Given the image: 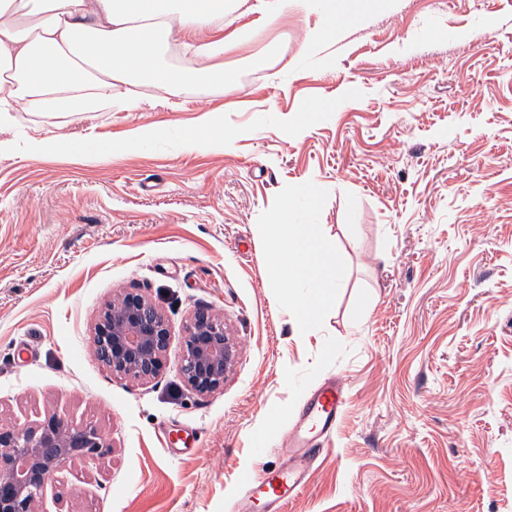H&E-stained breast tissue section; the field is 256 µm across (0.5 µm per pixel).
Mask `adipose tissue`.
<instances>
[{
	"mask_svg": "<svg viewBox=\"0 0 512 512\" xmlns=\"http://www.w3.org/2000/svg\"><path fill=\"white\" fill-rule=\"evenodd\" d=\"M291 5L319 16L305 33L310 51L354 23L335 0H258L255 9L269 24ZM224 10V0H0V128L34 100L51 107L59 95L72 94L131 110L138 105L130 90L135 80H151L159 89L206 80L224 57ZM189 37L196 40L202 67L164 69L163 47ZM166 132L163 124L145 126L126 140L98 146L59 134L30 139L28 150L109 156ZM292 211L289 203L271 211L261 233L272 277L286 286L296 312L293 328L301 335L310 324L305 289L321 296L333 291L346 279L347 267L324 236L294 221Z\"/></svg>",
	"mask_w": 512,
	"mask_h": 512,
	"instance_id": "ef3b65f1",
	"label": "adipose tissue"
}]
</instances>
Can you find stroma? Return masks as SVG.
<instances>
[{
    "label": "stroma",
    "instance_id": "obj_1",
    "mask_svg": "<svg viewBox=\"0 0 512 512\" xmlns=\"http://www.w3.org/2000/svg\"><path fill=\"white\" fill-rule=\"evenodd\" d=\"M256 2L224 28L234 90L141 84L130 111L0 129V424L53 416L108 446L50 477L39 512H234L330 379L341 419L285 512H512V0H342L361 20L317 53L316 15L292 9L235 38ZM215 117L229 148L186 147ZM158 123L164 138L118 156L25 151ZM292 192L349 268L302 336L258 231ZM132 289L170 329L144 383L93 351ZM200 307L239 348L206 395L178 374Z\"/></svg>",
    "mask_w": 512,
    "mask_h": 512
}]
</instances>
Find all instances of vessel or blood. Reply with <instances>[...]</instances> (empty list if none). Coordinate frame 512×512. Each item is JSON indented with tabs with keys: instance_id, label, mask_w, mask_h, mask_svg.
Masks as SVG:
<instances>
[{
	"instance_id": "vessel-or-blood-1",
	"label": "vessel or blood",
	"mask_w": 512,
	"mask_h": 512,
	"mask_svg": "<svg viewBox=\"0 0 512 512\" xmlns=\"http://www.w3.org/2000/svg\"><path fill=\"white\" fill-rule=\"evenodd\" d=\"M342 386L329 383L304 403L299 423L289 432L282 449V462L268 469L261 478L245 477V497L241 512H251L255 503H263L267 512H281L289 500L306 487L310 469L320 453L317 439L332 431L344 406Z\"/></svg>"
}]
</instances>
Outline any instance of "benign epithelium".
Listing matches in <instances>:
<instances>
[{
	"mask_svg": "<svg viewBox=\"0 0 512 512\" xmlns=\"http://www.w3.org/2000/svg\"><path fill=\"white\" fill-rule=\"evenodd\" d=\"M169 326L145 296L128 292L108 306L95 326L98 359L112 374L134 381L155 378L164 367ZM238 347L224 323L206 308L190 322L179 363L183 382L204 394L224 388ZM91 427L48 418L36 426L0 425V512H37L46 481L67 462L102 454Z\"/></svg>",
	"mask_w": 512,
	"mask_h": 512,
	"instance_id": "obj_1",
	"label": "benign epithelium"
}]
</instances>
